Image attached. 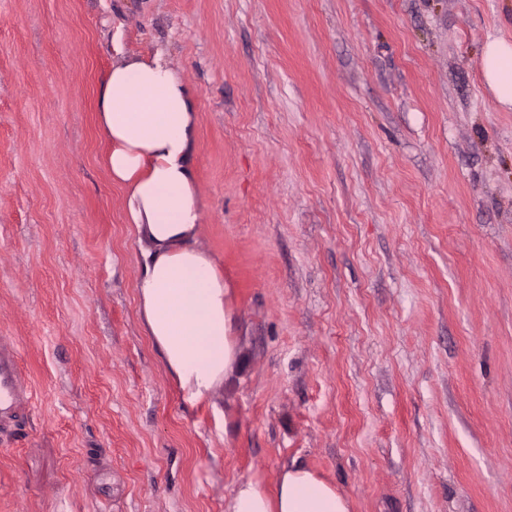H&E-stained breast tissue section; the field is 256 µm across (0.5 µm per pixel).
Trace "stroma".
I'll return each mask as SVG.
<instances>
[{"instance_id": "1", "label": "stroma", "mask_w": 512, "mask_h": 512, "mask_svg": "<svg viewBox=\"0 0 512 512\" xmlns=\"http://www.w3.org/2000/svg\"><path fill=\"white\" fill-rule=\"evenodd\" d=\"M512 0H0V333L34 390L0 512H226L315 470L352 512H512ZM195 103L196 243L240 353L186 401L104 164L113 63ZM482 76L499 102L512 105V41L493 39L486 43Z\"/></svg>"}]
</instances>
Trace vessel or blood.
I'll use <instances>...</instances> for the list:
<instances>
[{"instance_id": "vessel-or-blood-1", "label": "vessel or blood", "mask_w": 512, "mask_h": 512, "mask_svg": "<svg viewBox=\"0 0 512 512\" xmlns=\"http://www.w3.org/2000/svg\"><path fill=\"white\" fill-rule=\"evenodd\" d=\"M31 399L19 348L12 337L0 335V439L14 433Z\"/></svg>"}]
</instances>
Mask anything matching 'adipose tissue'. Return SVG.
<instances>
[{
    "mask_svg": "<svg viewBox=\"0 0 512 512\" xmlns=\"http://www.w3.org/2000/svg\"><path fill=\"white\" fill-rule=\"evenodd\" d=\"M482 76L512 105V41L487 42ZM98 124L110 145L107 169L125 190L128 219L143 243L137 282L143 325L186 400L206 399L239 361L228 290L211 254L196 245L202 201L193 169L194 105L164 52L113 64L98 95ZM227 512H351L318 472L285 467L275 490L236 484Z\"/></svg>",
    "mask_w": 512,
    "mask_h": 512,
    "instance_id": "obj_1",
    "label": "adipose tissue"
}]
</instances>
